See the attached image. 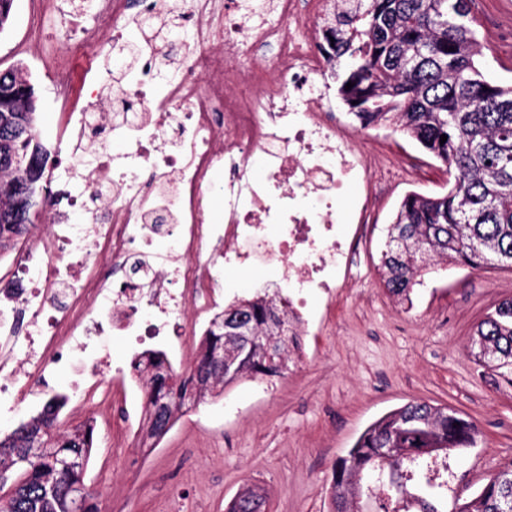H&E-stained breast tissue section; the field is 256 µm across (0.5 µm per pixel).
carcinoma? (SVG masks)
<instances>
[{"label":"carcinoma","mask_w":512,"mask_h":512,"mask_svg":"<svg viewBox=\"0 0 512 512\" xmlns=\"http://www.w3.org/2000/svg\"><path fill=\"white\" fill-rule=\"evenodd\" d=\"M470 0H354L323 29L335 61L337 93L363 128L393 125L448 168V192H409L387 229L381 250L385 288L411 302L434 254L472 269L512 267V86L493 80L482 62V43ZM353 87L345 89L347 83ZM37 96L22 65L0 71V158L17 156L19 168L0 164V211L28 198L33 222L51 157L36 130ZM447 135L445 143L440 136ZM22 225L0 223V258L16 249ZM250 333L239 336L238 316ZM224 333L208 330L191 368L179 373L161 352L138 357L145 396L141 431L155 438L162 424L245 376L282 375L290 356L281 331L288 312L276 299L257 295L224 309ZM224 343V363L214 352ZM475 364L496 383L512 385V299L499 303L471 338ZM66 396L48 398L37 414L0 436V483L15 489L0 512H71L69 489L84 482L95 442L87 419L58 430ZM476 425L459 413L410 401L388 412L360 435L333 468V512H363L360 503L400 489L395 507L379 512H442V485L424 464L432 456L476 444ZM79 455L82 468L63 472L56 458ZM456 512H512V463L499 470Z\"/></svg>","instance_id":"carcinoma-1"}]
</instances>
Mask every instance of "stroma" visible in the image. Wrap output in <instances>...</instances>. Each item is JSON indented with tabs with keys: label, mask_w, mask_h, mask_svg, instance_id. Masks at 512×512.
<instances>
[{
	"label": "stroma",
	"mask_w": 512,
	"mask_h": 512,
	"mask_svg": "<svg viewBox=\"0 0 512 512\" xmlns=\"http://www.w3.org/2000/svg\"><path fill=\"white\" fill-rule=\"evenodd\" d=\"M36 0H14L0 33V71L24 62L39 97L36 128L52 156L67 151L57 139L61 114L48 106L49 76L25 39ZM490 76L512 82V0H471ZM355 145L416 169L378 188L379 207L360 251V275L345 283L334 304L307 310L302 349L281 377H244L223 394L183 408L153 448L138 432L140 411L126 408L133 379L117 369L138 349L109 336L115 364L103 386L109 405L76 393L75 373L57 371L47 394L25 397L0 418L10 432L40 410L46 395H67L64 422L94 419L95 449L87 482L102 512H225L246 483L262 488L265 512H331L336 461L385 413L421 400L455 410L479 430L475 447L450 452L442 479L444 512L472 498L512 462V387L494 385L473 363L468 347L476 325L512 298V268L473 270L435 259L410 302L384 288L378 269L386 229L410 191L448 187L444 165L413 140L389 128L357 129Z\"/></svg>",
	"instance_id": "35a3bbf8"
}]
</instances>
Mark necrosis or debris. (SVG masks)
<instances>
[{
  "instance_id": "necrosis-or-debris-1",
  "label": "necrosis or debris",
  "mask_w": 512,
  "mask_h": 512,
  "mask_svg": "<svg viewBox=\"0 0 512 512\" xmlns=\"http://www.w3.org/2000/svg\"><path fill=\"white\" fill-rule=\"evenodd\" d=\"M248 0H95L61 12L69 43L50 51L51 102L66 115V161L46 231L0 293V416L47 374L78 366L84 390L109 365L104 336L181 350L192 292L220 288L228 268L266 267L302 318L308 296L332 301L390 164L371 162L337 124L324 84L331 70L309 13L348 0H270L278 24L254 20ZM180 11L192 48L127 44L142 17ZM308 25L303 36L294 27ZM276 49L273 63L257 56ZM123 145L114 152L110 141ZM223 198L221 220L209 206ZM140 264L114 283L112 264Z\"/></svg>"
}]
</instances>
